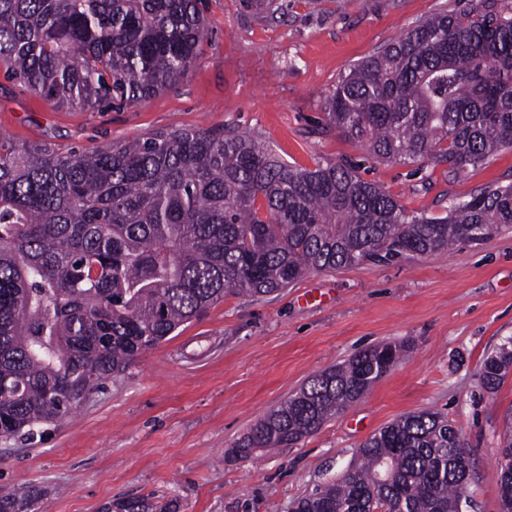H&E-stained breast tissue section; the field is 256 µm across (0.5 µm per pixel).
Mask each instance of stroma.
I'll return each instance as SVG.
<instances>
[{
    "mask_svg": "<svg viewBox=\"0 0 512 512\" xmlns=\"http://www.w3.org/2000/svg\"><path fill=\"white\" fill-rule=\"evenodd\" d=\"M268 20L242 0H204L208 32L177 88L138 104L59 108L0 67V132L18 143L95 151L175 129H234L288 164L353 163L407 210L445 215L512 182V150L456 177L430 162H385L328 125L339 78L417 21L459 0H281ZM512 337V230L428 257L312 271L280 293L229 295L135 359L71 416L27 444L0 438V494L32 512H102L147 498L158 512H291L337 478L368 437L427 410L458 430L472 505L499 512V451L512 371L486 392L484 358ZM392 343L405 359L297 444L244 461L231 446L314 374Z\"/></svg>",
    "mask_w": 512,
    "mask_h": 512,
    "instance_id": "stroma-1",
    "label": "stroma"
}]
</instances>
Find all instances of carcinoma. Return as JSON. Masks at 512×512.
Returning a JSON list of instances; mask_svg holds the SVG:
<instances>
[{
	"label": "carcinoma",
	"instance_id": "cac0c4a2",
	"mask_svg": "<svg viewBox=\"0 0 512 512\" xmlns=\"http://www.w3.org/2000/svg\"><path fill=\"white\" fill-rule=\"evenodd\" d=\"M274 20V0H243ZM201 0H0V64L63 107L138 103L197 60ZM330 125L387 161L461 175L512 149V0H465L357 63L325 98ZM512 226V183L443 216L407 210L345 163L297 169L235 131L174 130L91 153L0 135V438L32 440L229 293L273 294L311 271L432 256ZM363 349L256 421L245 460L317 431L402 358ZM512 367L487 355L484 387ZM469 457L445 417L419 411L367 439L295 512H459ZM500 512H512L501 467ZM24 492L0 512H28ZM104 512H153L146 499Z\"/></svg>",
	"mask_w": 512,
	"mask_h": 512
}]
</instances>
